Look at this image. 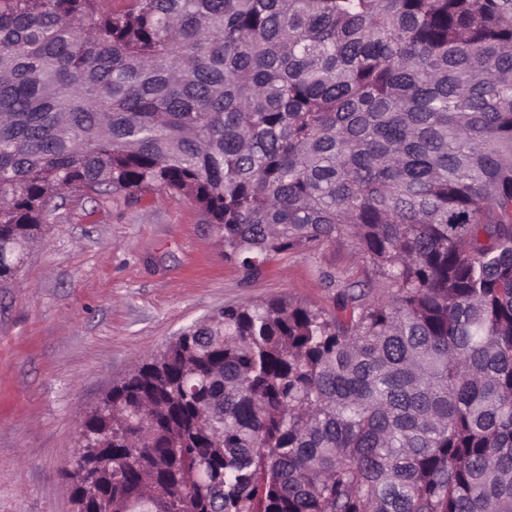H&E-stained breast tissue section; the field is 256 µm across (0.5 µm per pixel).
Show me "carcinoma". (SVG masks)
<instances>
[{
    "label": "carcinoma",
    "mask_w": 512,
    "mask_h": 512,
    "mask_svg": "<svg viewBox=\"0 0 512 512\" xmlns=\"http://www.w3.org/2000/svg\"><path fill=\"white\" fill-rule=\"evenodd\" d=\"M151 191L249 274L370 269L113 385L112 512H512V0H0V281L53 199Z\"/></svg>",
    "instance_id": "1"
}]
</instances>
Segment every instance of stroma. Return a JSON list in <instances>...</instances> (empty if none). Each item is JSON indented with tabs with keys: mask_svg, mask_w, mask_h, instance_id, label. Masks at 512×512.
Returning a JSON list of instances; mask_svg holds the SVG:
<instances>
[{
	"mask_svg": "<svg viewBox=\"0 0 512 512\" xmlns=\"http://www.w3.org/2000/svg\"><path fill=\"white\" fill-rule=\"evenodd\" d=\"M366 266L339 242L249 277L186 197H68L0 287V512H73L86 413L186 328L254 300L332 310Z\"/></svg>",
	"mask_w": 512,
	"mask_h": 512,
	"instance_id": "obj_1",
	"label": "stroma"
}]
</instances>
